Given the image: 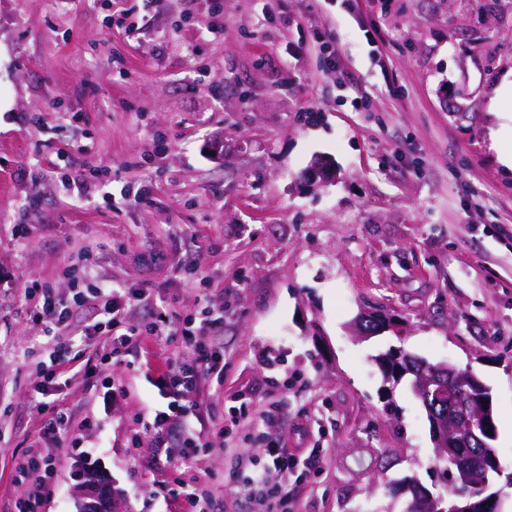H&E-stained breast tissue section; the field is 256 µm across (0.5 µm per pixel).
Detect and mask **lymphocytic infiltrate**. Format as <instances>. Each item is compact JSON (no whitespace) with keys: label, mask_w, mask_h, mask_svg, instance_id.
<instances>
[{"label":"lymphocytic infiltrate","mask_w":512,"mask_h":512,"mask_svg":"<svg viewBox=\"0 0 512 512\" xmlns=\"http://www.w3.org/2000/svg\"><path fill=\"white\" fill-rule=\"evenodd\" d=\"M74 284L70 297H62L55 288L32 283L25 292L37 296L33 318L42 326L45 336L51 337L48 355L37 364L38 381L32 389L39 396V408L44 415L38 435L42 451L31 454L21 469L39 473V481L15 503V512H42L45 493L58 475L60 459L56 451L70 437L74 419L68 408L52 402L51 397L70 380L69 366L81 361L86 378L102 376L114 359L142 350L146 337L162 336L166 324H173L181 336L185 355L175 363L166 364L157 377V384L166 399L164 408L154 410L142 420L141 430L157 442L151 451L155 467H169L188 460L192 455L207 451L224 438L222 416L204 409L198 400L202 377H224V354L207 344L204 333L218 334L224 328L223 310L204 305L199 313L169 318L157 314L153 321L140 326L127 325L125 313L135 302L147 301V288H128L116 281L100 279L91 258L90 247H81L66 269ZM89 307L98 314L94 323L85 325L84 335L107 336V347L98 349L87 358H80L71 338L64 336L77 310ZM178 432L176 445H168L171 432ZM268 465L261 466L249 456H238L237 471L241 487L254 505V512H288L290 491L288 480L297 467L318 469L321 457L311 452L268 444Z\"/></svg>","instance_id":"1"}]
</instances>
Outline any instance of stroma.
I'll list each match as a JSON object with an SVG mask.
<instances>
[{"instance_id": "1", "label": "stroma", "mask_w": 512, "mask_h": 512, "mask_svg": "<svg viewBox=\"0 0 512 512\" xmlns=\"http://www.w3.org/2000/svg\"><path fill=\"white\" fill-rule=\"evenodd\" d=\"M509 78L512 0H0V512L36 480L17 469L47 339L24 288L69 295L86 244L101 279L150 288L167 314L204 292L223 306L224 380L199 400L274 408L233 428L257 461L270 439L320 453L289 512H399L379 475L444 490L425 409L375 362L392 347L481 378L512 471V171L493 137L512 99L492 104ZM318 156L336 174L313 183ZM368 304L401 333L355 338ZM109 372L129 396L79 373L63 393L92 452L64 457L43 512H76L88 473L117 512H184L152 439L131 448L163 404L154 367ZM234 469L219 447L192 460L207 512H252Z\"/></svg>"}]
</instances>
